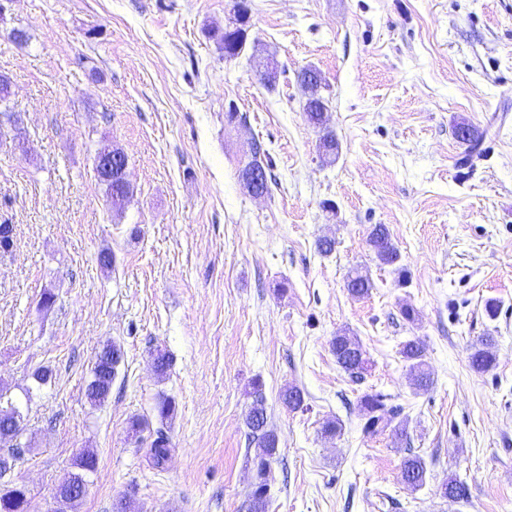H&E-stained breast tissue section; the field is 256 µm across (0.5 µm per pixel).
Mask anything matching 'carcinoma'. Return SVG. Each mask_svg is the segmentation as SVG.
I'll list each match as a JSON object with an SVG mask.
<instances>
[{"mask_svg":"<svg viewBox=\"0 0 512 512\" xmlns=\"http://www.w3.org/2000/svg\"><path fill=\"white\" fill-rule=\"evenodd\" d=\"M466 132L467 136L462 142L469 147L468 153L462 160L467 164L481 154L480 143L484 132L468 123L456 126L455 135ZM368 245L380 264L392 266L394 270L403 272L398 265L400 253L392 240L390 231L383 224H376L368 235ZM347 288L351 295L363 297L369 293L373 285L370 279L355 270L347 277ZM331 351L336 358V363L350 376L354 382L364 379L367 370L365 351L360 342L352 337L338 334L331 341ZM400 354L408 367V375L411 385L417 390H426L433 384L431 373L426 368L424 361V348L416 340H407L402 344ZM124 360V352L115 345L109 344L96 358L93 368L92 380L87 385L86 395L92 405L103 402L112 390L119 373V367ZM495 361L492 340L474 347L470 354L469 362L473 370L484 372ZM52 370L42 367L33 373V385L24 389L25 401L30 402L34 393L41 391L49 382ZM252 402L245 418L248 429L249 443L257 448L253 458L255 467L254 480L248 494L249 512H268L269 508V476L271 465L278 450V437L268 427L265 397L263 396L259 381L252 383L250 392ZM388 397L381 393L366 392L359 399L360 411L364 417L363 430L370 434L391 430L392 434L400 441L407 439V418L402 416L403 408L387 404ZM170 452L168 436L161 429L155 433L151 442L150 454L155 465H162ZM76 480L88 483L89 475H94L98 468L97 454L87 448L80 452L75 460ZM402 477L413 488H420L426 481V464L422 457L415 454L412 449H407V455L401 462ZM439 496L452 503H460L468 500L469 489L467 485L454 477L448 478L439 492Z\"/></svg>","mask_w":512,"mask_h":512,"instance_id":"carcinoma-1","label":"carcinoma"}]
</instances>
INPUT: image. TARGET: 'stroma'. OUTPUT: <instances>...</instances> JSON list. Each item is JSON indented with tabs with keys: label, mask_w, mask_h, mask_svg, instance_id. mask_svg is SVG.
Listing matches in <instances>:
<instances>
[{
	"label": "stroma",
	"mask_w": 512,
	"mask_h": 512,
	"mask_svg": "<svg viewBox=\"0 0 512 512\" xmlns=\"http://www.w3.org/2000/svg\"><path fill=\"white\" fill-rule=\"evenodd\" d=\"M6 7L0 74L14 121L0 126V221L14 247L0 256V386L20 400L35 369L53 371L15 471L28 512H52L86 448L98 472L75 512H113L128 493L135 512H248L256 378L279 438L269 512H512V0H252L232 60L210 36L231 0ZM265 56L278 62L272 91L253 65ZM310 66L340 143L332 163L303 110L297 74ZM462 122L486 132L465 167ZM254 141L276 180L259 199L239 178ZM104 147L128 158L134 192L119 211L94 173ZM376 224L401 272L371 252ZM322 237L335 239L331 255L318 253ZM356 268L368 296L347 291ZM406 305L417 320L402 317ZM339 333L367 352L362 383L331 352ZM488 336L496 361L474 371L469 355ZM409 339L425 347L429 389L409 382ZM109 342L124 363L94 407L85 388ZM159 349L172 356L163 377ZM292 385L303 409L279 400ZM370 391L403 407L409 443L364 433ZM164 398L175 406L165 420ZM329 419L340 434H322ZM159 428L171 451L157 467ZM409 447L428 469L419 489L400 472ZM451 475L468 502L439 497Z\"/></svg>",
	"instance_id": "35a3bbf8"
}]
</instances>
